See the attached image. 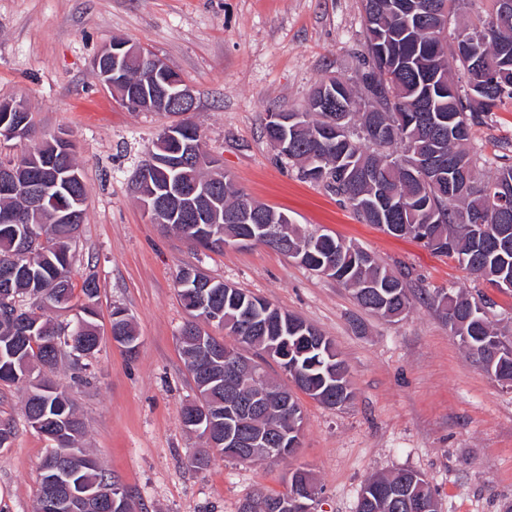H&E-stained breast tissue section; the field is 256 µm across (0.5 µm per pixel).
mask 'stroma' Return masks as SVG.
<instances>
[{
	"instance_id": "stroma-1",
	"label": "stroma",
	"mask_w": 512,
	"mask_h": 512,
	"mask_svg": "<svg viewBox=\"0 0 512 512\" xmlns=\"http://www.w3.org/2000/svg\"><path fill=\"white\" fill-rule=\"evenodd\" d=\"M118 38L194 88L190 118L243 193L401 273L409 312L372 314L350 289L265 245L213 251L153 223L132 182L174 118L131 111L95 81L93 58ZM363 56L360 0H0V100L25 99L39 133L74 142L86 200L71 277L100 285L97 350L62 354L50 378L83 418L90 455L136 512H238L257 493L285 492L299 466L318 486L314 512H356L370 476L399 470L421 473L441 512H512V387L491 380L431 304L448 288L492 301L490 319L512 340V295L411 237L361 222L323 185L300 179L262 135L269 112L304 110L321 80L353 77ZM475 145L512 157V112L488 117ZM183 267L299 316L344 359L352 401L331 408L298 394L303 429L291 457L192 466L203 443L183 425L197 401L178 342L189 318L175 285ZM116 308L140 338L135 354L111 340ZM25 397L22 386L0 385V421L13 430L0 449V512H35L50 448L25 421Z\"/></svg>"
}]
</instances>
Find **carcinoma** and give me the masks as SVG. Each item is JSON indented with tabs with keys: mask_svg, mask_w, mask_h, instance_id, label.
I'll return each mask as SVG.
<instances>
[{
	"mask_svg": "<svg viewBox=\"0 0 512 512\" xmlns=\"http://www.w3.org/2000/svg\"><path fill=\"white\" fill-rule=\"evenodd\" d=\"M468 0H361L365 26L364 66L351 79L331 77L321 81L308 98L303 119L283 127L265 123L266 138L288 143V159L300 164L301 176L322 182L349 205L361 221L387 232L396 228L405 235L444 254L469 273L490 284L512 282V200L501 204L496 187L512 183V165L502 163L492 176L480 168L483 154L471 151L474 128L499 110L512 108V10L502 0H489V9L449 29ZM467 41L479 51L484 68L472 69L469 58L458 52ZM467 77L466 85L455 80ZM164 74L133 70L127 80L135 97L151 91ZM344 115L343 131L334 139L323 130ZM54 146L41 138L30 153L26 167L17 171L22 185L39 183ZM64 191L66 205H75L84 218L85 186L76 162ZM224 203V223L182 222L173 228L206 249L221 248L223 231L236 233L244 225L230 215L246 203L257 213L256 223L283 225L282 237L267 246L290 254L308 244L301 264L315 271L328 265V277L351 289L358 303L384 318L406 314L411 307L403 276L380 264L369 252L329 234L313 235L294 224H282L284 213L250 201L228 176L216 181ZM26 199L0 195V211L25 212ZM57 251L44 256L22 257L17 250L18 224L0 223V264L17 267L12 286L17 297L40 298L51 304L72 301L75 285L70 277V243L79 225L59 219L55 212L39 214ZM178 296L192 311L201 303V292L184 276L176 274ZM212 310L223 314L224 329L242 346L257 353L281 347V368L296 387L328 407H342L353 397L345 363L334 343L300 317L283 312L265 299L222 281L209 288ZM433 304L449 321L448 327L469 355L497 382L512 385V343L488 317L487 302L471 300L461 292L437 291ZM39 307L32 333L35 343L15 341L26 311L0 306V382L22 385L26 374L41 366L56 365L59 354L43 345L61 336ZM83 316L64 339L71 340L75 356H87L99 339L93 318ZM190 373L200 389V402L192 408L214 419L216 432L231 422L236 431L251 435L263 426L293 430L303 421L296 400L288 409L279 395L288 388L267 378L248 382L222 374L221 363L210 359L228 345L211 336L204 343L194 337L180 339ZM26 413L65 418L66 431L51 443L40 470L65 465L73 482L82 487L112 486V480L90 460L82 448L83 424L71 401L53 384L27 397ZM190 411V412H192ZM185 412L184 416H189ZM406 485L416 496L433 497L434 491L421 474L398 471L367 479L356 512H408L398 502L379 494L383 488Z\"/></svg>",
	"mask_w": 512,
	"mask_h": 512,
	"instance_id": "1",
	"label": "carcinoma"
}]
</instances>
